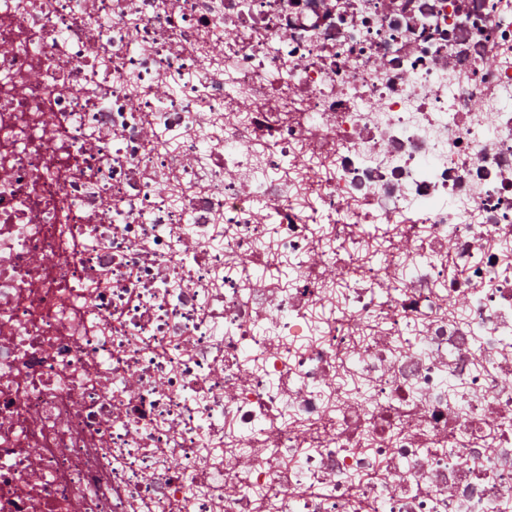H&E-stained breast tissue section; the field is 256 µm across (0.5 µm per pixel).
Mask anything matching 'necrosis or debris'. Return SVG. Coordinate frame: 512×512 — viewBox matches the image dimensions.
Returning <instances> with one entry per match:
<instances>
[{"mask_svg": "<svg viewBox=\"0 0 512 512\" xmlns=\"http://www.w3.org/2000/svg\"><path fill=\"white\" fill-rule=\"evenodd\" d=\"M511 241L512 0H0V512H512Z\"/></svg>", "mask_w": 512, "mask_h": 512, "instance_id": "necrosis-or-debris-1", "label": "necrosis or debris"}]
</instances>
